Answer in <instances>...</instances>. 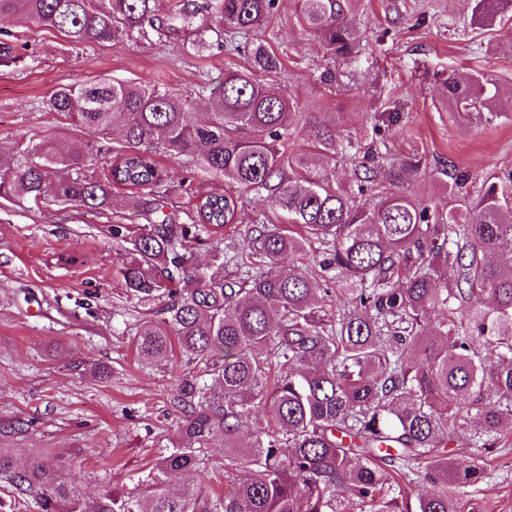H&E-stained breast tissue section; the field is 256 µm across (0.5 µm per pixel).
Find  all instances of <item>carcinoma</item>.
<instances>
[{
  "instance_id": "cac0c4a2",
  "label": "carcinoma",
  "mask_w": 512,
  "mask_h": 512,
  "mask_svg": "<svg viewBox=\"0 0 512 512\" xmlns=\"http://www.w3.org/2000/svg\"><path fill=\"white\" fill-rule=\"evenodd\" d=\"M360 0H295V18L322 40L328 64L320 81L337 83L360 42L349 15ZM224 40L247 54L246 68L199 99L145 82L99 78L59 87L48 109L120 145L106 171L90 169L83 152L21 145L0 162V197L52 194L99 210L132 189L125 207L146 223L114 224L128 244L119 274L145 309L136 338L141 361L182 370L170 396L178 413L172 448L161 454L137 493L106 492L74 512H461V489L486 476L480 460L460 470L451 443L505 448L512 436V173L469 187L454 170L448 211L430 210L398 189L418 173L413 158L366 168L358 193L336 183L329 162L352 141L336 136L329 113L268 79L283 62L260 35L278 0H210ZM512 0H476L491 29ZM155 0H0V16L21 14L63 35L70 48L123 41L153 24ZM165 29L195 34L210 47L198 9L177 10ZM23 46L0 39V65ZM448 108L500 114L503 99L476 77L444 83ZM306 129V148L293 150ZM184 157L212 178L253 192L278 211L248 231L247 248L226 250L221 232L235 225L239 199L199 190L190 224L165 213L158 158ZM207 247L209 262H194ZM312 260L304 274L289 264ZM446 316L429 321V313ZM262 411L266 423L238 434ZM480 429H471V422ZM224 449V494L167 489L166 476L202 472L204 450ZM0 474L21 492H37L42 512L52 496L68 498L51 459L34 454L18 469L0 448ZM433 490L414 500L402 486Z\"/></svg>"
}]
</instances>
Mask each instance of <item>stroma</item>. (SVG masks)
Here are the masks:
<instances>
[{
	"instance_id": "stroma-1",
	"label": "stroma",
	"mask_w": 512,
	"mask_h": 512,
	"mask_svg": "<svg viewBox=\"0 0 512 512\" xmlns=\"http://www.w3.org/2000/svg\"><path fill=\"white\" fill-rule=\"evenodd\" d=\"M474 0H362L352 21L361 48L340 66L336 86L320 82L325 49L296 24L293 0H279L265 37L283 69L272 86L316 101L334 113L343 137L373 145L388 158L414 156L419 174L404 190L429 206H448L450 169L468 172L474 186L512 172V113L492 122L449 112L439 90L451 77L480 76L512 93V21L498 31L475 23ZM0 30L24 44L15 65L0 66V157L16 145L85 150L95 168L111 155L101 135L71 124L46 103L56 88L109 76L149 80L175 94L217 83L245 55L213 45L198 52L192 36L158 37L145 28L134 40L66 50L63 36L34 28L21 16L0 18ZM166 202L177 223H190L193 191L238 193L183 159L169 166ZM116 209L92 212L53 198L39 202L0 197V448L24 464L47 451L72 495L87 502L105 490L135 491L152 462L169 447L177 415L169 395L180 359L142 365L134 348L142 310L126 297L115 274L125 251L115 224L134 223ZM78 261L62 265L58 256ZM109 375H91V365ZM199 476L173 474L171 491L224 489V451H207ZM482 456L492 477L472 489L465 512H512V447L484 453L451 445L457 466Z\"/></svg>"
}]
</instances>
